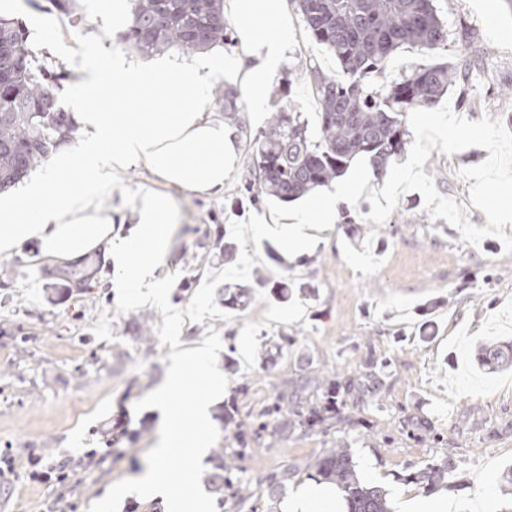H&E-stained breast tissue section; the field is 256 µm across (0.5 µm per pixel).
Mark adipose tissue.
I'll return each instance as SVG.
<instances>
[{
    "mask_svg": "<svg viewBox=\"0 0 512 512\" xmlns=\"http://www.w3.org/2000/svg\"><path fill=\"white\" fill-rule=\"evenodd\" d=\"M224 9L236 24L235 53L159 60L149 71L126 66L119 55L92 70L76 67L85 102L77 115L82 137L30 182L0 193V261L29 241L40 257L65 265L99 252L126 282L161 296L157 271L168 263L174 220L165 188L222 193L237 160L233 126L206 112L205 100L224 81L239 87L251 111H263L288 53V0H226ZM132 168L146 170L153 186L135 196L129 224L104 207L103 197ZM358 188L350 180L311 200L305 216L281 215L285 239H300L309 217L335 223L337 201L353 199Z\"/></svg>",
    "mask_w": 512,
    "mask_h": 512,
    "instance_id": "obj_1",
    "label": "adipose tissue"
}]
</instances>
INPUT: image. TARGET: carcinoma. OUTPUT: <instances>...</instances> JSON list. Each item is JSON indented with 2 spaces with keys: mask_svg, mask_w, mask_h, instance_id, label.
<instances>
[{
  "mask_svg": "<svg viewBox=\"0 0 512 512\" xmlns=\"http://www.w3.org/2000/svg\"><path fill=\"white\" fill-rule=\"evenodd\" d=\"M307 32L333 53L345 79L338 80L316 66L309 79L319 101L314 127L292 108L291 91L282 86L270 92L268 128L255 136L257 169L244 190L257 205L269 197L283 202L301 198L330 185L351 162L367 159L375 175L402 157L411 144L408 114L434 106L459 79L458 66L438 62L410 67L389 77L386 70L403 46L433 53L447 46L448 26L437 0H292ZM219 0H132L125 42L143 54L171 49L197 53L227 38L228 26L220 17ZM22 66L7 72L0 86V190L15 184L34 166L70 143L77 131L71 113L54 93L63 71L38 63L26 32L0 19V68L14 61ZM236 93L224 91V116L239 121ZM266 287L257 276L247 285L224 289V304L245 305L251 291ZM320 397L303 404L281 392L250 423L236 419L235 404L224 410V424L234 427L241 458L252 451L271 422L298 427L307 433L329 430L339 417L340 387L324 375ZM449 464H432L412 475L428 483L445 477ZM240 467L216 453L209 475L211 490H231L249 496L251 481L236 475ZM317 473L341 490L347 512H391L387 493L358 478L351 449L338 443L324 450Z\"/></svg>",
  "mask_w": 512,
  "mask_h": 512,
  "instance_id": "obj_1",
  "label": "carcinoma"
}]
</instances>
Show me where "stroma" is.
Here are the masks:
<instances>
[{"label":"stroma","instance_id":"obj_1","mask_svg":"<svg viewBox=\"0 0 512 512\" xmlns=\"http://www.w3.org/2000/svg\"><path fill=\"white\" fill-rule=\"evenodd\" d=\"M108 0H77L75 20L16 0L14 20L43 26L40 60L68 70V47L80 48L87 66L118 53L132 66L152 59L129 48L113 25ZM448 24L443 56L462 63L460 79L447 94L452 112L477 121L491 117L512 130V12L502 0H438ZM331 74L341 69L318 45L300 18L292 20L291 45L273 82L291 85L296 111L315 121L319 102L308 77L311 66ZM238 122V161L223 195L198 197L174 189L175 224L169 273L177 286L171 305L186 309L207 274L224 269V227L252 214L274 222L298 202L268 199L255 206L243 186L255 155L250 140L266 129L268 113L243 111ZM486 149L449 155L432 150L423 166L437 191L461 205L467 219L486 226L470 201L472 182L463 171L484 162ZM315 262L288 256L271 240L247 242L259 253L254 268L267 281L230 319L184 322L180 345L204 341L208 330L235 329L238 371L211 407L218 447L234 456L233 428L220 416L236 401L240 414L264 407L284 378L332 376L345 391L335 430L281 435L269 425L256 452L241 458L245 477L255 480L291 468L287 493L311 482L314 464L333 441L351 448L359 477L385 487L392 512L406 501L449 496L451 512H499L503 496L496 479L512 467V365L482 363L491 342L512 344V254L501 238L479 246L464 242L445 219L431 217L421 193L400 196L383 224H313ZM91 291L65 290L52 278L53 263L35 244L22 245L0 262V457L13 467L0 471V512H91L119 480L146 467L162 424L158 409L136 403L165 380L170 346L155 332L162 314L152 306L117 312L115 272L101 255ZM287 283V300L271 288ZM153 330L150 341L133 339L128 322ZM285 333L295 342L274 364L262 365L257 350ZM123 349L116 358L115 349ZM128 417L140 437L118 449L106 446L112 426ZM450 459L445 479L426 489L412 473ZM67 462L69 477L51 473Z\"/></svg>","mask_w":512,"mask_h":512}]
</instances>
